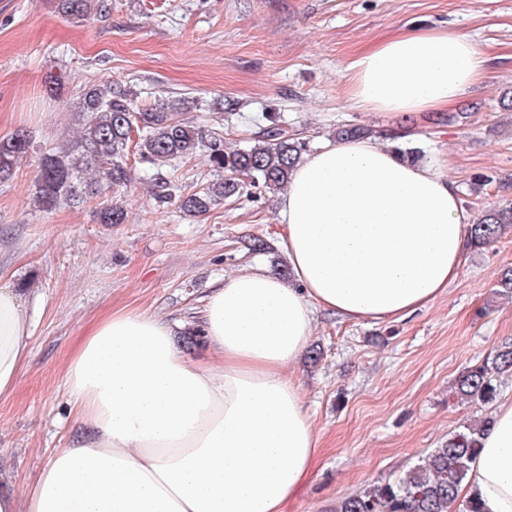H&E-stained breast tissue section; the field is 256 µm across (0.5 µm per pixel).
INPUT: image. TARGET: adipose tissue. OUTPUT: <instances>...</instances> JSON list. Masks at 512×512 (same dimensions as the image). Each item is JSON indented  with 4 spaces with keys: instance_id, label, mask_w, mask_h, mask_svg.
Wrapping results in <instances>:
<instances>
[{
    "instance_id": "1",
    "label": "adipose tissue",
    "mask_w": 512,
    "mask_h": 512,
    "mask_svg": "<svg viewBox=\"0 0 512 512\" xmlns=\"http://www.w3.org/2000/svg\"><path fill=\"white\" fill-rule=\"evenodd\" d=\"M485 71L471 35L404 30L350 63L348 94L367 112L446 109ZM447 168L368 139L305 156L279 208L290 279L254 265L211 290L207 367L155 316L117 310L92 325L64 374L88 434L56 449L22 495L0 492V512H283L320 448L291 371L314 315L400 320L446 292L472 222ZM28 336L21 297L0 286V397L17 388ZM493 418L461 495L512 512V399Z\"/></svg>"
}]
</instances>
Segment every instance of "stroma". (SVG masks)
<instances>
[{
    "label": "stroma",
    "instance_id": "35a3bbf8",
    "mask_svg": "<svg viewBox=\"0 0 512 512\" xmlns=\"http://www.w3.org/2000/svg\"><path fill=\"white\" fill-rule=\"evenodd\" d=\"M108 18L77 21L56 0H0V137L27 131L31 145L0 182V284L25 298L30 356L13 395L0 399V485L15 492L54 449L77 436L66 364L93 323L117 309L145 312L174 331L198 322L211 288L251 265H286L278 197L256 193L192 219L153 200L155 167L129 153L130 221L106 225L91 201L51 212L33 201L38 163L74 143L82 84L112 76L138 103L197 97L186 113L219 126L244 149L276 126L316 149L351 124L426 163L448 159L469 213L512 203V0H108ZM442 28L474 36L488 77L450 110L386 115L348 100L346 69L396 32ZM224 104L216 123L211 107ZM275 122H268V114ZM269 251L254 252L253 239ZM512 267V230L467 250L447 292L399 321L354 322L319 311L294 374L321 449L287 512H334L339 500L392 481L440 447L463 422L493 413L452 395L464 367L512 341V299L499 272Z\"/></svg>",
    "mask_w": 512,
    "mask_h": 512
}]
</instances>
